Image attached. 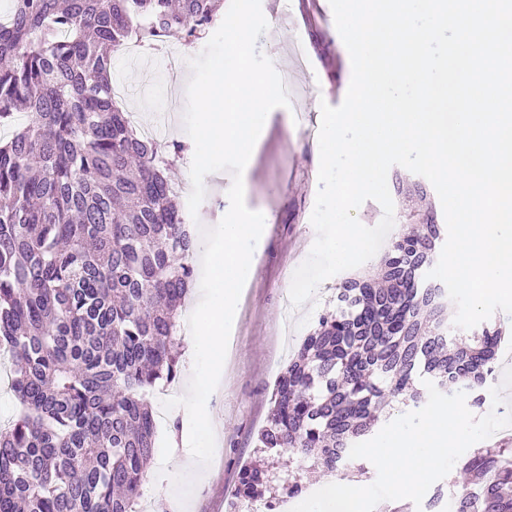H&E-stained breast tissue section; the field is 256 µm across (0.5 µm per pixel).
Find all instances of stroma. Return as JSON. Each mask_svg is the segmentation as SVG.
Segmentation results:
<instances>
[{
    "label": "stroma",
    "mask_w": 512,
    "mask_h": 512,
    "mask_svg": "<svg viewBox=\"0 0 512 512\" xmlns=\"http://www.w3.org/2000/svg\"><path fill=\"white\" fill-rule=\"evenodd\" d=\"M261 7L268 29L257 48L274 66L289 67L295 96L289 107L270 112L244 176L245 204L263 213L266 229L257 248L256 269L240 296L219 385L207 402L210 419L220 425L222 445L215 450L207 477L185 485V498L155 487L152 476L144 475L142 494L153 501L155 512H228L243 466L256 457L255 440L266 423L271 390L280 373L319 316L335 305L336 290L345 277L368 271L363 265L324 281L320 298L294 308L293 326L284 329L282 306L293 274L310 254V218L318 190L320 150L308 141L306 129L310 118L320 117L321 104L336 107L343 102L350 64L335 25H318L311 0H261ZM112 72L126 88L124 106L138 113L142 125L155 128L162 141L175 139L192 146L182 112L166 107L169 78L155 47L143 46L134 56L113 55ZM231 179L226 171L206 176L199 226L211 228L223 218L224 188ZM388 187L395 208L392 235L406 231L407 215L414 208L444 223L439 197L423 176L395 166L388 173ZM190 377V362L182 360L176 380L156 385L148 395L154 412L164 415L156 423L151 467L166 469L170 457L189 450L188 421L164 410L163 403L184 395Z\"/></svg>",
    "instance_id": "35a3bbf8"
}]
</instances>
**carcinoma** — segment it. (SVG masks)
Segmentation results:
<instances>
[{
  "label": "carcinoma",
  "mask_w": 512,
  "mask_h": 512,
  "mask_svg": "<svg viewBox=\"0 0 512 512\" xmlns=\"http://www.w3.org/2000/svg\"><path fill=\"white\" fill-rule=\"evenodd\" d=\"M219 0H10L0 18V352L19 413L0 428V512H138L154 453L146 397L178 373L179 310L196 242L170 176L184 146L137 133L112 91V52L131 40L193 42ZM423 219L380 265L336 289L279 376L259 447L353 479L349 457L395 408L425 403L424 381L473 407L504 336L463 333L426 278L443 240ZM455 512H512V448L460 465ZM272 482L241 472L250 500Z\"/></svg>",
  "instance_id": "1"
}]
</instances>
